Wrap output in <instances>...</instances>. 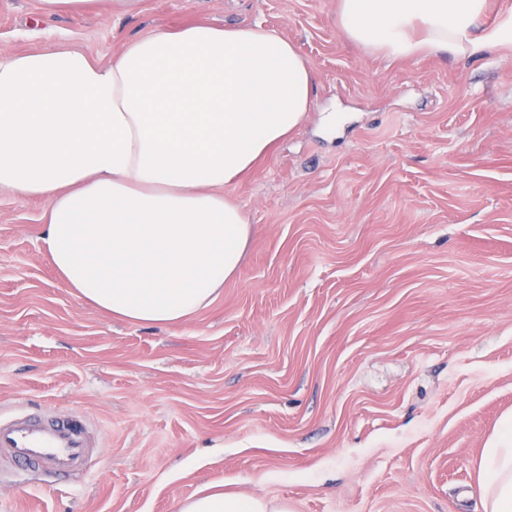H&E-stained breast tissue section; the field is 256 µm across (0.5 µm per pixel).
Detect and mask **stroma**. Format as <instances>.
Returning a JSON list of instances; mask_svg holds the SVG:
<instances>
[{"label": "stroma", "mask_w": 512, "mask_h": 512, "mask_svg": "<svg viewBox=\"0 0 512 512\" xmlns=\"http://www.w3.org/2000/svg\"><path fill=\"white\" fill-rule=\"evenodd\" d=\"M337 0H0V52L109 63L157 29L262 26L316 74L304 123L224 193L251 226L223 293L144 326L80 300L43 199L0 190V402L95 428L83 475L0 471V512H175L214 481L292 512H482L512 413V44L394 60ZM344 117L325 132L324 113Z\"/></svg>", "instance_id": "obj_1"}]
</instances>
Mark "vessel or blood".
Listing matches in <instances>:
<instances>
[{
  "label": "vessel or blood",
  "mask_w": 512,
  "mask_h": 512,
  "mask_svg": "<svg viewBox=\"0 0 512 512\" xmlns=\"http://www.w3.org/2000/svg\"><path fill=\"white\" fill-rule=\"evenodd\" d=\"M90 423L63 416L54 407L36 412H0V463L9 462L39 475L82 470L93 452Z\"/></svg>",
  "instance_id": "1"
}]
</instances>
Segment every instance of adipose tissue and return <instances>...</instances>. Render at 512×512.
Returning a JSON list of instances; mask_svg holds the SVG:
<instances>
[{
  "label": "adipose tissue",
  "mask_w": 512,
  "mask_h": 512,
  "mask_svg": "<svg viewBox=\"0 0 512 512\" xmlns=\"http://www.w3.org/2000/svg\"><path fill=\"white\" fill-rule=\"evenodd\" d=\"M486 0H338L354 42L392 59L474 56L512 43ZM315 75L259 26L205 22L131 40L112 61L57 45L0 53V188L46 201L44 252L67 287L112 317L174 325L233 278L251 226L224 196L300 126ZM483 512H512V414L483 448ZM176 512H288L214 484Z\"/></svg>",
  "instance_id": "adipose-tissue-1"
}]
</instances>
